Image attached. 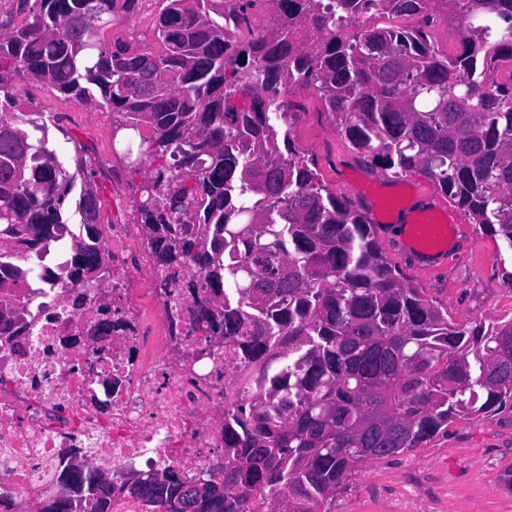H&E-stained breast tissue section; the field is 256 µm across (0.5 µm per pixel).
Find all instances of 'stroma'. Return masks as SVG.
I'll use <instances>...</instances> for the list:
<instances>
[{
	"label": "stroma",
	"mask_w": 512,
	"mask_h": 512,
	"mask_svg": "<svg viewBox=\"0 0 512 512\" xmlns=\"http://www.w3.org/2000/svg\"><path fill=\"white\" fill-rule=\"evenodd\" d=\"M294 98L304 106L292 126L295 142L316 157L329 189L339 198L360 204L369 199L377 209H386L395 182L391 172L359 161L315 93L303 90ZM19 109L61 116L49 140L65 162H73L79 151L98 159L95 183L104 230L133 222V179L112 155L111 113L87 110L35 82L23 85ZM456 218L464 244L449 264L433 272L422 270L413 255L399 249L400 215L385 218L378 242L408 281L447 307L453 323L471 328L512 321V291L505 280L512 271V250L464 211H457ZM511 467L512 413L460 419L424 447L364 464L337 495L335 512H512V492L501 483Z\"/></svg>",
	"instance_id": "35a3bbf8"
}]
</instances>
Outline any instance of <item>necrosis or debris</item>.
<instances>
[{
  "label": "necrosis or debris",
  "instance_id": "obj_1",
  "mask_svg": "<svg viewBox=\"0 0 512 512\" xmlns=\"http://www.w3.org/2000/svg\"><path fill=\"white\" fill-rule=\"evenodd\" d=\"M104 246L120 270L111 288L62 283L28 295L30 331L0 335V512H41L53 489L47 464L63 448L116 473L208 468L224 447L225 412L244 397L252 368L235 346L189 334L194 296L164 295L139 227L113 225ZM105 304L126 326L90 335Z\"/></svg>",
  "mask_w": 512,
  "mask_h": 512
}]
</instances>
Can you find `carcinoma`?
<instances>
[{
	"instance_id": "obj_1",
	"label": "carcinoma",
	"mask_w": 512,
	"mask_h": 512,
	"mask_svg": "<svg viewBox=\"0 0 512 512\" xmlns=\"http://www.w3.org/2000/svg\"><path fill=\"white\" fill-rule=\"evenodd\" d=\"M0 13V330H28L21 290L104 288L91 161L49 146L54 115L16 111V78L112 111V147L140 176L134 207L168 296L205 288L189 332L258 369L224 415V464L150 472L127 487L156 512H334L356 469L420 448L461 418L512 412V322L466 329L408 282L374 225L296 147L295 89L310 90L354 154L420 173L512 251V0H12ZM151 8V27L133 19ZM410 13L414 31L370 23ZM461 29L450 56L427 44ZM114 39L103 37L107 30ZM157 61L140 84L139 55ZM79 198L70 206L77 177ZM79 222H70V213ZM121 327L100 309L93 336ZM64 448L43 512H110L112 477Z\"/></svg>"
}]
</instances>
